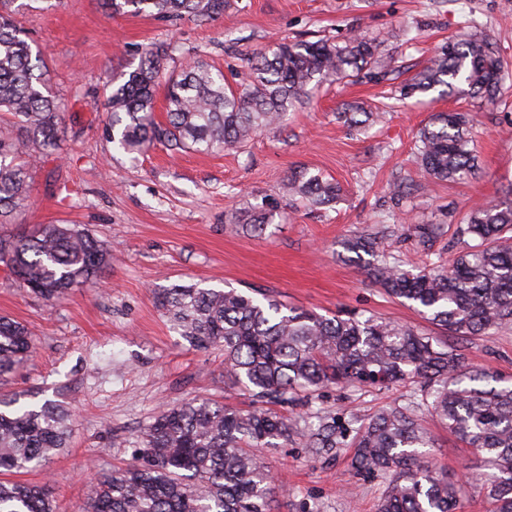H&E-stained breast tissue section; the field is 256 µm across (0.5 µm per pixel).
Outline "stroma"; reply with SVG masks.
I'll return each mask as SVG.
<instances>
[{"instance_id": "stroma-1", "label": "stroma", "mask_w": 512, "mask_h": 512, "mask_svg": "<svg viewBox=\"0 0 512 512\" xmlns=\"http://www.w3.org/2000/svg\"><path fill=\"white\" fill-rule=\"evenodd\" d=\"M21 23L41 53L52 90L64 105L59 159L28 156L29 208L0 225L12 238L36 224L80 225L112 247L102 282L45 302L0 268V315L25 324L35 344L0 393L72 408L68 448L20 481L48 486L56 512H81L96 479L132 460L136 439L162 408L210 398L241 410L251 396L224 374V350H197L173 332L153 291L175 283L267 294L320 314L351 310L425 327L411 307L388 296L345 241L376 234L402 269L444 266L470 244L460 223L476 205L512 203V77L497 107L462 92L396 104L358 132L344 123L349 105L364 110L398 89L448 40L479 30L512 68V0H224L221 17L177 23L109 16L103 0H51ZM358 33L379 45L381 78L333 81L296 106L284 126L245 146L212 153L157 145L127 153L102 135L93 108L106 75L137 67L142 46H167L165 69L202 59L228 80L245 77L264 50L294 40L333 41ZM436 112L472 119L479 171L443 182L424 178L413 161L419 130ZM322 173L341 196L314 208L285 190L296 171ZM276 217L260 234L235 232V217L262 209ZM438 224L421 243L416 227ZM468 360L512 377V327L463 343ZM411 387L324 389L315 406L365 418L407 405ZM418 416L435 440V470L461 478L460 512H486L475 477L484 462L426 410ZM274 478L273 512H376L385 483L354 475L351 449L309 456L301 441L262 448Z\"/></svg>"}]
</instances>
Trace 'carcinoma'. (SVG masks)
<instances>
[{
  "label": "carcinoma",
  "mask_w": 512,
  "mask_h": 512,
  "mask_svg": "<svg viewBox=\"0 0 512 512\" xmlns=\"http://www.w3.org/2000/svg\"><path fill=\"white\" fill-rule=\"evenodd\" d=\"M34 0H0V112L13 117L0 129V224H12L28 205L32 177L26 147L46 160L58 157L62 105L45 65L33 52L16 15ZM115 13L177 21L224 14V0H104ZM379 45L360 35L341 43H282L260 54L249 74L231 84L203 62L166 72L167 50L151 43L137 67L106 76L101 108L103 134L120 148L143 152L161 144L173 151L240 148L256 134L279 127L316 81L372 73ZM506 70L484 35L441 47L401 88V99L435 89L446 96L462 80L467 94L494 106ZM164 89L166 121L156 119ZM373 113H344L361 130ZM470 127L459 112H437L421 128L415 157L425 176L460 180L479 169L469 149ZM288 193L311 206L336 201L340 187L320 174L298 172ZM273 214L249 215L251 232H263ZM465 233L472 244L444 268L412 273L380 251L376 238L346 243L372 257L370 274L395 299L410 303L438 333L356 312L321 315L277 300L263 301L234 288L174 284L154 291V302L172 329L197 349L224 347V370L267 407L239 411L208 399L167 407L140 435L134 458L98 478L85 512H270L274 487L253 453L276 441L300 438L319 457L351 448L360 476L384 479L377 512H456L457 482L421 461L431 448L427 430L405 407L392 405L366 422L317 414L311 423L269 408L309 405L323 388L420 385L422 405L469 447L485 456L480 478L488 512H512V379L472 366L448 338L464 339L512 325V206L472 209ZM0 263L20 286L47 301L101 276L112 248L73 224H39L31 232L0 239ZM23 324L0 316V380L33 346ZM73 412L50 402L39 406L0 397V476L36 466L67 447ZM0 512H54L49 488L0 479Z\"/></svg>",
  "instance_id": "1"
}]
</instances>
